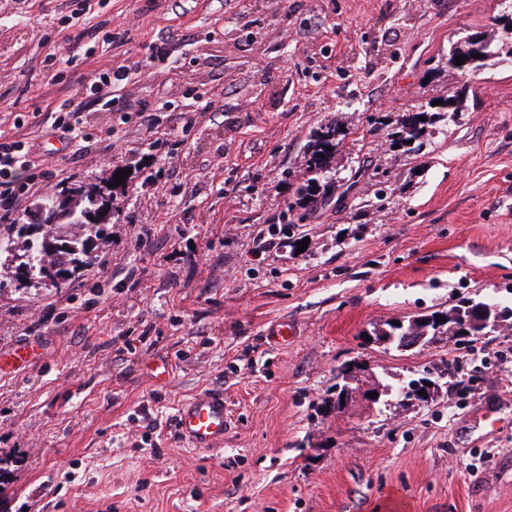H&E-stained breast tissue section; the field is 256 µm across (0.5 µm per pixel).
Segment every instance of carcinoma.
Listing matches in <instances>:
<instances>
[{
	"label": "carcinoma",
	"instance_id": "1",
	"mask_svg": "<svg viewBox=\"0 0 512 512\" xmlns=\"http://www.w3.org/2000/svg\"><path fill=\"white\" fill-rule=\"evenodd\" d=\"M502 53L511 58L512 45H500L487 37H468L450 50L448 64L460 74L467 75L482 66L484 60ZM462 55L466 56L464 64H455L456 58ZM422 116L425 117L423 121L420 120ZM434 121L435 114L428 113L426 109L415 107L406 110L397 131L398 142L403 144L409 140L419 141L423 138L426 127ZM345 136L346 133L339 127H328L316 136L309 147L310 172L318 174L323 171ZM331 197V188L316 184L312 177L301 188L296 205L312 213L325 205ZM44 203L56 215L54 221L15 225L17 237L24 239L22 253L16 252L13 241H0V254L5 253L11 257V261L15 263L16 274L34 284L42 283L43 271L60 260V255L48 251L46 242L49 239L58 238L71 244L67 256L68 262L74 264L73 272L76 273L93 263L92 250L105 237L107 224L93 219L92 215L110 207V200L103 192L81 185L71 188L66 195L48 197ZM438 316L445 318V321L436 322ZM505 316L512 318V306L491 300L475 302L466 299L459 301L447 312L421 315L409 320L406 325L392 324L389 329L377 332L376 336H382L388 342L399 343L404 336L426 337L434 341L451 334L464 341L470 336L484 335V330L493 328Z\"/></svg>",
	"mask_w": 512,
	"mask_h": 512
}]
</instances>
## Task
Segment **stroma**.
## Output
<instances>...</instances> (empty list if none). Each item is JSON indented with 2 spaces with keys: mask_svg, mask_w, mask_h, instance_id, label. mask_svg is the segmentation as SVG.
Returning a JSON list of instances; mask_svg holds the SVG:
<instances>
[{
  "mask_svg": "<svg viewBox=\"0 0 512 512\" xmlns=\"http://www.w3.org/2000/svg\"><path fill=\"white\" fill-rule=\"evenodd\" d=\"M80 2L0 0V132L24 118L47 158L21 217L112 189L108 236L68 288L0 267V512H379L392 494L403 512H512V324L372 338L461 297L512 300V64L447 65L466 35L502 37L498 0ZM102 24L112 40H87L77 73L138 72L111 110L86 107L83 156L49 132L75 88L43 60L66 68L70 38ZM459 90L422 150L392 147L406 109ZM335 125L320 182L368 172L307 216L308 146ZM420 377L425 404L401 393ZM213 391L224 444L188 447L177 412Z\"/></svg>",
  "mask_w": 512,
  "mask_h": 512,
  "instance_id": "35a3bbf8",
  "label": "stroma"
}]
</instances>
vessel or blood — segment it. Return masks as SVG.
Instances as JSON below:
<instances>
[{
	"label": "vessel or blood",
	"instance_id": "vessel-or-blood-1",
	"mask_svg": "<svg viewBox=\"0 0 512 512\" xmlns=\"http://www.w3.org/2000/svg\"><path fill=\"white\" fill-rule=\"evenodd\" d=\"M224 395L210 392L186 402L177 415L180 437L195 448H214L224 442Z\"/></svg>",
	"mask_w": 512,
	"mask_h": 512
}]
</instances>
